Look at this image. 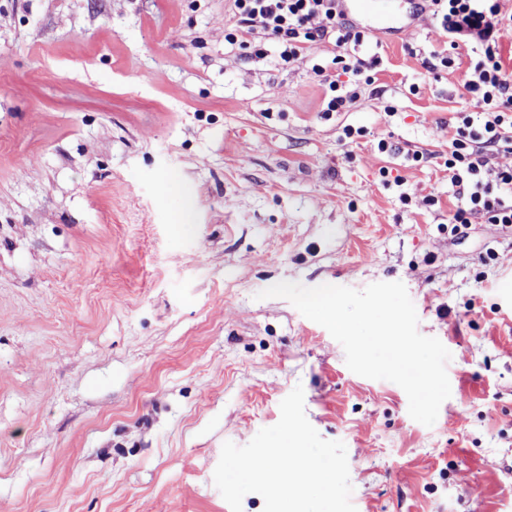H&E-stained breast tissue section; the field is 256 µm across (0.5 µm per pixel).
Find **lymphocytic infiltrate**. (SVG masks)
Instances as JSON below:
<instances>
[{"label": "lymphocytic infiltrate", "instance_id": "obj_1", "mask_svg": "<svg viewBox=\"0 0 512 512\" xmlns=\"http://www.w3.org/2000/svg\"><path fill=\"white\" fill-rule=\"evenodd\" d=\"M233 25L224 41L252 57L275 46L278 66L331 46L328 64L312 72L325 87L322 111H347L362 88L376 82L378 56L361 57L372 39L346 19L340 0H230ZM421 13L439 22L443 42L422 65L431 74L457 71L475 109L455 116V133L441 158L458 201L449 222L453 231L476 222L512 225V167L497 163L512 153V75L498 53L504 32L512 31V10L504 0H424Z\"/></svg>", "mask_w": 512, "mask_h": 512}]
</instances>
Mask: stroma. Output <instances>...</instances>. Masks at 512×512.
<instances>
[{"label": "stroma", "mask_w": 512, "mask_h": 512, "mask_svg": "<svg viewBox=\"0 0 512 512\" xmlns=\"http://www.w3.org/2000/svg\"><path fill=\"white\" fill-rule=\"evenodd\" d=\"M231 24L228 0H0V512H231L223 443L298 385L357 512H512V229L448 222L435 154L473 105L414 54L436 22L381 35L377 92L329 117L310 60L244 56ZM281 281L403 282L451 354L435 424L259 299Z\"/></svg>", "instance_id": "stroma-1"}]
</instances>
